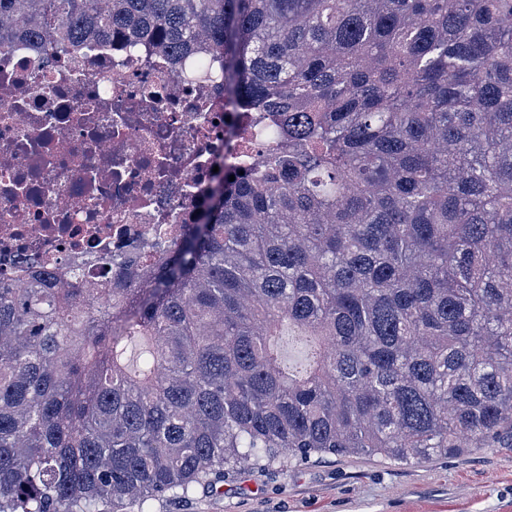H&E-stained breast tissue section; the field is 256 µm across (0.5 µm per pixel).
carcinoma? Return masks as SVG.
Instances as JSON below:
<instances>
[{
  "mask_svg": "<svg viewBox=\"0 0 512 512\" xmlns=\"http://www.w3.org/2000/svg\"><path fill=\"white\" fill-rule=\"evenodd\" d=\"M114 34L219 52L275 145L106 287L0 284V512L511 448L512 0H0V49Z\"/></svg>",
  "mask_w": 512,
  "mask_h": 512,
  "instance_id": "obj_1",
  "label": "carcinoma"
}]
</instances>
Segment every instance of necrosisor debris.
Instances as JSON below:
<instances>
[{
	"label": "necrosis or debris",
	"instance_id": "4bbe7bcc",
	"mask_svg": "<svg viewBox=\"0 0 512 512\" xmlns=\"http://www.w3.org/2000/svg\"><path fill=\"white\" fill-rule=\"evenodd\" d=\"M221 70L117 37L55 60L1 48L0 281L179 236L216 172L272 145V116L229 103Z\"/></svg>",
	"mask_w": 512,
	"mask_h": 512
}]
</instances>
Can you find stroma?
<instances>
[{
    "mask_svg": "<svg viewBox=\"0 0 512 512\" xmlns=\"http://www.w3.org/2000/svg\"><path fill=\"white\" fill-rule=\"evenodd\" d=\"M146 512H512V448L401 464L326 455L226 472L217 490L149 501Z\"/></svg>",
    "mask_w": 512,
    "mask_h": 512,
    "instance_id": "obj_1",
    "label": "stroma"
}]
</instances>
